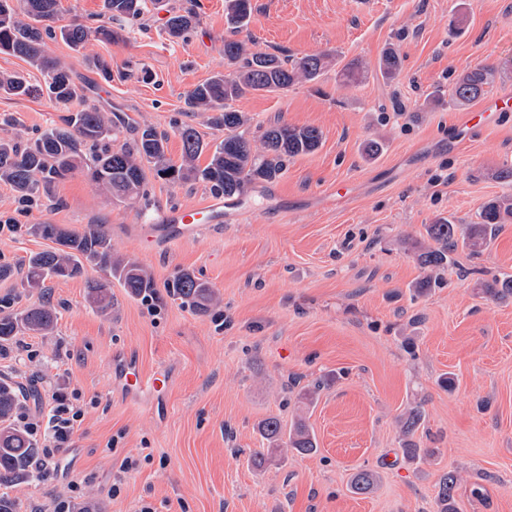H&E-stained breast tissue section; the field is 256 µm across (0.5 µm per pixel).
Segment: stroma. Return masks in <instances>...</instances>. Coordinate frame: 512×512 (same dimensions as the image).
Wrapping results in <instances>:
<instances>
[{
  "label": "stroma",
  "mask_w": 512,
  "mask_h": 512,
  "mask_svg": "<svg viewBox=\"0 0 512 512\" xmlns=\"http://www.w3.org/2000/svg\"><path fill=\"white\" fill-rule=\"evenodd\" d=\"M196 3L198 25L187 40L165 32L169 10ZM145 26L118 42L74 50L48 41L50 56L72 69L82 90L76 107L93 105L130 127L169 132L192 124L206 142L223 134L185 113L184 94L225 71L224 0H162ZM249 46L288 58L329 51L317 83L255 93L232 104L251 122L243 132L285 121L323 134L321 147L297 157L276 182L248 189L235 214L194 237L148 249L139 205L119 202L81 174L56 184L61 207L16 210L0 184V217L23 229L0 233V257L19 263L52 241L26 233L49 221L72 229L106 225L114 253L146 268L156 284L187 270L221 302L199 313L162 297L158 311L112 286V307L89 304L85 279H54L53 333L22 331L0 352V379L37 386L23 411L46 419L53 393L77 394L84 417L56 468L11 488L17 512H439V482L456 471L457 512H512V299L478 292L482 280L512 275V224L502 225L478 256L452 255L442 283L413 297L423 276L410 248L425 227L446 217L475 224L489 199L512 195L495 170L512 166V115L468 136L452 99L456 75L496 67L488 96L512 94V0H251ZM403 72L386 80L378 60L387 47ZM102 58L111 80L94 67ZM360 69L357 84L338 73ZM63 111L45 96L0 95V137L34 136ZM381 140L365 158L366 140ZM152 212L209 198L203 183L149 176ZM417 339L407 354L402 339ZM144 375L165 369L162 393H129L126 364ZM341 372L307 406L287 393ZM455 377L452 390L438 384ZM421 406L415 439L435 449L410 462L398 418ZM268 417L290 426L304 418L318 451H282L258 469L249 456L265 447L258 426ZM138 465L124 470V459ZM378 475L369 494L349 487L355 468Z\"/></svg>",
  "instance_id": "1"
}]
</instances>
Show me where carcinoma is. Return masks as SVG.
I'll use <instances>...</instances> for the list:
<instances>
[{"label": "carcinoma", "mask_w": 512, "mask_h": 512, "mask_svg": "<svg viewBox=\"0 0 512 512\" xmlns=\"http://www.w3.org/2000/svg\"><path fill=\"white\" fill-rule=\"evenodd\" d=\"M160 0H105L111 19L118 22L113 29L106 25L90 26L83 21L55 29L58 0H0V53L19 57L39 69L45 77V91L55 104L68 107L78 98V89L70 71L46 53V41L61 36L76 49L90 40L115 42L125 27L141 25L150 13L149 6ZM224 15L233 30V37L224 40V58L232 67L204 82L193 85L185 94L189 112H199L208 123L224 132V139L208 147L198 130L186 123L175 124L181 141V154L176 160L168 155V133L152 126L139 128L134 137L118 149L112 140L120 129L112 116L95 107L85 106L71 111L61 123L39 132L27 142L0 139V182L8 184L20 211L25 212L52 202L61 205L53 195L55 185L74 173H85L98 189L113 198L137 203L148 201L146 169L173 184L202 182L218 196L233 198L249 186L276 181L292 159L316 152L322 145V133L314 126H295L278 122L260 132V147L252 145L239 129L248 119L230 103L255 92L277 93L297 82L316 81L329 66L331 55H305L288 64V60L271 53L250 52L237 35L248 29L251 0H224ZM198 22L193 10L172 11L165 23L171 38L185 39ZM381 74L387 79L397 77L402 69L398 51L390 48L379 61ZM495 77V69L476 66L460 73L452 87V96L461 106L486 94ZM31 88L17 73L0 74V94L26 96ZM206 164H200L204 152ZM512 224V199L496 197L482 206L480 222L463 231L451 221L439 218L428 225L429 242L412 244L418 265L427 275L417 282V293L428 292L439 282L438 271L448 265L451 254L459 248L473 255L480 254L498 231V225ZM30 233L48 239L56 247L33 252L21 265L23 284L39 294V302L20 313L14 312L15 301L0 298V350L20 330L47 336L53 332L56 315L50 302L44 300L46 282L51 279H73L87 275V269L100 273L89 282L90 304L101 311L112 306L110 288L118 280L128 295L144 299L157 294L151 274L137 262L112 252L109 232L103 224H89L82 230L71 229L47 221L30 226ZM481 293L491 301L512 298V277L493 278L480 283ZM167 295L176 297L193 310L207 313L219 298L213 288L194 273L182 270L165 285ZM24 394L17 383L0 379V485L27 483L35 478L32 462L38 448L29 433L15 424ZM424 423V413L416 405L400 417L404 458L415 461L435 454L433 448H422L414 436ZM267 451L253 453L251 461L257 468L276 461L277 452L286 448L298 455L317 451L313 433L304 421L298 420L289 429L270 417L259 424ZM377 475L370 469L358 468L350 486L357 494L374 488ZM458 474L448 471L441 480L439 512H456L454 492Z\"/></svg>", "instance_id": "carcinoma-1"}]
</instances>
